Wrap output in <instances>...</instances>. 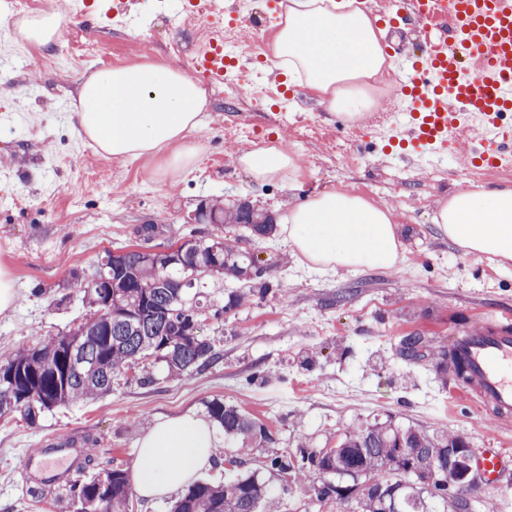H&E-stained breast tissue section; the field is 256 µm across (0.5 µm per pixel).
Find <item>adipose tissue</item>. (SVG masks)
<instances>
[{"mask_svg": "<svg viewBox=\"0 0 512 512\" xmlns=\"http://www.w3.org/2000/svg\"><path fill=\"white\" fill-rule=\"evenodd\" d=\"M351 0H288L265 57L274 68L312 91L321 105L348 115L372 101L345 91L389 68L384 31ZM207 92L172 67L147 63L92 73L78 92L74 130L114 157L153 156L173 148L172 167L192 161L188 136L199 125ZM240 166L256 181H289L298 166L276 146L242 154ZM433 224L465 254L512 264V183L458 186L440 203ZM281 226L312 269L394 267L402 251L389 209L365 197L326 190L294 199ZM216 438L205 419L182 415L158 421L141 438L131 483L153 499L184 489L210 467Z\"/></svg>", "mask_w": 512, "mask_h": 512, "instance_id": "obj_1", "label": "adipose tissue"}]
</instances>
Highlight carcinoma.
<instances>
[{
  "label": "carcinoma",
  "mask_w": 512,
  "mask_h": 512,
  "mask_svg": "<svg viewBox=\"0 0 512 512\" xmlns=\"http://www.w3.org/2000/svg\"><path fill=\"white\" fill-rule=\"evenodd\" d=\"M203 224H239L248 239L260 242L274 230L273 219L248 204L224 207L217 203L197 213ZM261 271L239 244L224 242L192 231L181 245L176 261L166 255L147 259L140 250L123 251L121 263L112 265V252H105L91 276L72 273L82 302L99 321L81 338V363L69 362L65 342L72 333L18 349L0 362V417L20 414L28 424L57 407L86 403L112 390V375L149 353L165 362L172 375L202 372L219 360L213 345L191 335L188 312H213L218 318L242 305L253 295L252 281ZM227 276L238 283L228 300L218 304L208 299L209 279ZM189 282L191 287L182 286ZM209 416L224 429V435L258 437L271 444L273 438L244 411L214 399ZM456 450L453 476L460 484L469 481L467 445L456 434L377 422L344 434L336 447L323 454L300 447L293 457L277 451L266 465L278 472H293L294 478L312 474L348 477L352 486L312 485L317 499L332 495L353 500L357 512H437L421 497L426 489L443 502L448 500V449ZM132 484L126 470L112 468L104 475L77 480L70 487L77 512H128ZM171 512H277L266 486L253 474L224 485L208 482L190 486L171 506Z\"/></svg>",
  "instance_id": "1"
}]
</instances>
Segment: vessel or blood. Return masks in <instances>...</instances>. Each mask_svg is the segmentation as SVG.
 Returning <instances> with one entry per match:
<instances>
[{
  "instance_id": "1",
  "label": "vessel or blood",
  "mask_w": 512,
  "mask_h": 512,
  "mask_svg": "<svg viewBox=\"0 0 512 512\" xmlns=\"http://www.w3.org/2000/svg\"><path fill=\"white\" fill-rule=\"evenodd\" d=\"M378 15L385 24L402 16L415 20L429 36L422 58L405 60L410 75L401 83L410 110L393 126L395 137L439 157L459 150L471 163L498 169L512 160V0H387ZM199 72L223 82L245 60L224 54V33L216 31L209 47L196 51ZM477 125L478 133L460 142L459 130ZM449 363L463 371L452 387L497 420L512 419V316L488 319L482 330H461L448 339ZM73 448H47L39 469L48 484L64 480L65 467L76 464ZM488 484L504 467L499 449H486L479 460Z\"/></svg>"
}]
</instances>
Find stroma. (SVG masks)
Segmentation results:
<instances>
[{
    "instance_id": "obj_1",
    "label": "stroma",
    "mask_w": 512,
    "mask_h": 512,
    "mask_svg": "<svg viewBox=\"0 0 512 512\" xmlns=\"http://www.w3.org/2000/svg\"><path fill=\"white\" fill-rule=\"evenodd\" d=\"M114 0H47L65 30L44 46L19 36L20 16L0 0V268L16 291L0 313V360L18 347L62 335L89 316L73 286V272H92L104 251L182 241L191 229L243 236L227 224L197 225L203 205L250 202L280 216L298 196L329 189L363 196L392 210L405 251L390 269L319 272L297 259L286 235L274 233L253 251L265 268L266 289L204 324L200 335L221 353L201 373L171 376L148 356L112 380L111 394L45 413L36 425L20 415L0 419V512H76L67 486L45 488L41 473L24 486L19 471L39 450L66 441L90 451L71 473L82 479L104 469L132 468L137 445L157 421L207 415L218 399L245 410L295 454L335 447L343 434L390 419L428 432L461 435L473 454H507L502 484L512 485V425L495 421L448 388L451 330L481 329L491 312H512V266L464 255L431 222L438 200L456 185L512 182V170L471 172L462 155L408 162L387 142L407 104L391 68L370 96L385 125L363 126L352 138L336 127L337 113L315 94L289 87L272 106L281 81L265 65L249 68L267 95L261 105L232 89L209 97L202 126L188 141L196 150L185 168H168L167 153L138 159L111 157L73 130L80 84L101 65L70 49L67 30L107 41L124 52V65L148 62L181 67L171 44L196 47L194 21L172 25V12L190 0H130L128 24L114 17ZM235 49L259 56L278 27L274 0H240ZM274 144L297 161L293 183H259L238 165L252 147ZM154 225L151 240L140 229ZM422 337L429 353L401 354L405 337ZM250 468L280 500V512H352L350 503L311 496L303 483L263 468L262 444H252ZM38 488L31 496L30 488Z\"/></svg>"
}]
</instances>
